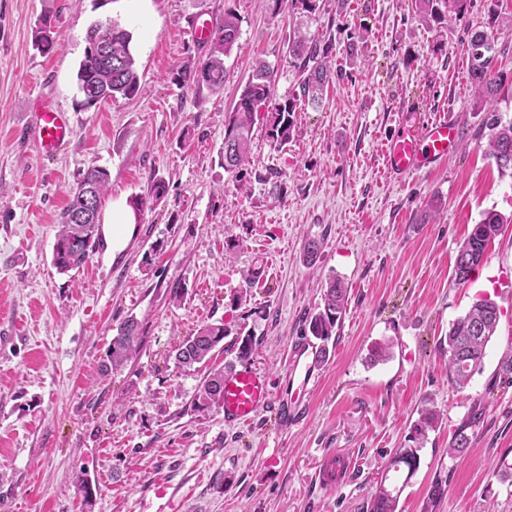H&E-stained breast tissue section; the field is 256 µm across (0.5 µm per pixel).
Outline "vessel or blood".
I'll return each instance as SVG.
<instances>
[{"instance_id": "obj_1", "label": "vessel or blood", "mask_w": 512, "mask_h": 512, "mask_svg": "<svg viewBox=\"0 0 512 512\" xmlns=\"http://www.w3.org/2000/svg\"><path fill=\"white\" fill-rule=\"evenodd\" d=\"M409 113V119L390 137L386 150L387 168L399 178L432 170L461 143L460 125L453 116L427 120L414 107ZM30 131L42 154L50 156L71 141L74 124L55 102L39 97L32 107ZM311 354L307 343L293 347L288 375L297 388L290 397L281 400L274 398L267 376L253 367L243 365L227 372L220 399L225 424L250 423L261 410L272 405L277 406L282 425L295 423L315 377Z\"/></svg>"}]
</instances>
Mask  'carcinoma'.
I'll return each mask as SVG.
<instances>
[{"label":"carcinoma","instance_id":"obj_1","mask_svg":"<svg viewBox=\"0 0 512 512\" xmlns=\"http://www.w3.org/2000/svg\"><path fill=\"white\" fill-rule=\"evenodd\" d=\"M273 15L288 10L311 19L320 10L322 0H260ZM467 0H415L418 20L427 27L451 29L466 21ZM241 17L232 10L211 31L209 49L205 58L186 62L177 72L178 79L199 92L216 93L224 87L225 59L238 45L241 34ZM38 50L49 53L56 47L51 17L44 15L36 26L34 36ZM84 56L77 72L78 90L93 101L80 100L83 109L118 97L131 99L140 92V76L133 53V34L116 21L108 20L92 25L86 34ZM109 42L107 61L98 52L95 43ZM332 38H316L299 24L288 34V56L300 74L297 90L279 101L273 95L277 74L263 61L255 63L233 111L224 115V170L235 172L248 161L252 132L256 119L264 116L268 134L275 145L283 147L294 137V114L305 102L318 105L324 87L338 74L333 55ZM465 51L469 59V77L476 96L490 102L497 95V85L491 78L496 58L495 34L486 30L470 32ZM487 153L501 170H512V121L503 122L497 115L489 123ZM108 173L99 168L81 174L76 186L69 191V200L59 217L53 252L56 268L63 272L83 267L96 246L99 235L98 210L106 193ZM164 183H151L147 195L133 202L141 211L158 202L165 194ZM511 222L500 213L488 210L474 225L471 233L460 244L455 258L453 276L457 284L464 285L473 270L486 259L487 247L500 231L501 224ZM348 287L339 279L326 283L323 305L307 314L305 324L315 339L325 343L331 339L341 323L348 305ZM500 321L498 305L489 298L476 301L462 316L456 318L448 329V348L442 350L449 380L459 389L465 388L473 375L480 371L486 356V347L495 335ZM227 336L224 323L204 324L172 351L176 363L192 369L207 363L213 351ZM144 341V331L133 318L125 320L112 339L107 357L111 367L117 369L134 359ZM224 386V369H212L203 380L196 403V410L204 411L218 402ZM480 413L474 411L459 424L448 444V453L454 458L465 456L473 445ZM439 412L424 407L412 427L408 448H399L391 457L388 470L406 471L404 481H409L420 464L419 451L423 448L426 432L435 426ZM401 488L380 481L369 492L366 512H398Z\"/></svg>","mask_w":512,"mask_h":512}]
</instances>
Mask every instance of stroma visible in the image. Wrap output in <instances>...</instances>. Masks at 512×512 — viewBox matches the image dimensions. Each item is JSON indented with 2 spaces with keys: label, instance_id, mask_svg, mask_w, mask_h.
<instances>
[{
  "label": "stroma",
  "instance_id": "stroma-1",
  "mask_svg": "<svg viewBox=\"0 0 512 512\" xmlns=\"http://www.w3.org/2000/svg\"><path fill=\"white\" fill-rule=\"evenodd\" d=\"M228 9L242 26L223 91L176 84L177 67L207 52L191 42L192 24ZM47 10L57 48L45 55L34 34ZM106 19L133 33L141 91L82 111L85 35ZM293 23L258 0H0V512H365L425 406L440 419L401 512H512V478L494 471L512 464V385L499 373L512 350V288L501 284L512 277V223L468 283L452 279L483 212L512 214V173L486 154L491 115L512 119V28L497 33L500 86L487 108L470 83L463 26L421 25L413 0H348L342 9L324 0L309 29L334 37L340 77L320 106L296 112L288 145L272 143L258 120L245 168L228 173L224 114L255 62L276 70L275 97L296 87ZM39 94L75 124L51 158L27 131ZM407 98L428 117L452 114L463 142L434 172L400 180L384 151ZM92 167L109 174L103 208L133 202L154 180L166 194L139 214L123 252L97 244L84 267L62 273L52 261L57 218ZM311 239L322 255L309 269ZM333 277L347 283L348 306L298 425L266 410L228 427L219 405L196 410L204 373L177 366L179 341L224 323L213 364L237 365L234 342L251 337L249 365L287 397L292 345ZM486 295L500 324L482 369L459 391L439 349L449 324ZM130 317L143 325L141 352L104 373ZM384 341L389 358L370 363ZM475 408L482 416L467 458L449 457L452 434Z\"/></svg>",
  "mask_w": 512,
  "mask_h": 512
}]
</instances>
